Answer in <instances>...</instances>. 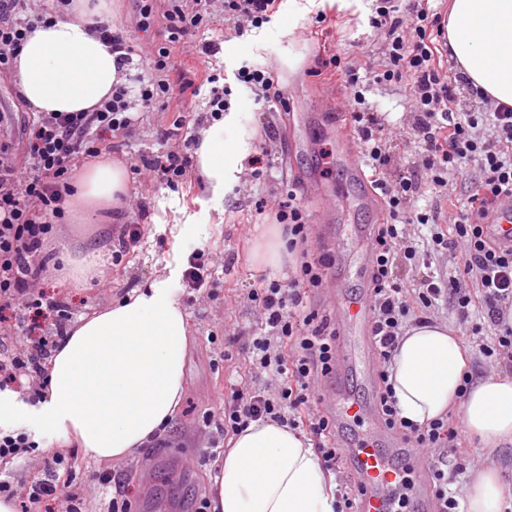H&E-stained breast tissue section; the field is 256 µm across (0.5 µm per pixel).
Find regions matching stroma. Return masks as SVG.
<instances>
[{
    "label": "stroma",
    "mask_w": 512,
    "mask_h": 512,
    "mask_svg": "<svg viewBox=\"0 0 512 512\" xmlns=\"http://www.w3.org/2000/svg\"><path fill=\"white\" fill-rule=\"evenodd\" d=\"M333 25L324 29L314 14L292 18L291 0H283L270 24L243 37H230L237 46L234 54L217 53L208 60L211 70L221 72L232 89V109L251 113L255 142L268 153L271 167L261 178L243 172L238 182L214 195L197 172L176 189L159 184L148 173L128 174L129 201L114 219L95 224H61L47 251L52 270L39 287L68 302L73 318H80L107 306L114 299L145 280L165 274L172 257L187 258L191 249L204 252L214 267L215 289L178 295L191 325L186 362V392L167 431L138 450L134 459L121 463L83 459L76 444L60 446L58 440L37 430L47 450H35L10 461L1 471L11 477L15 492H22L44 476L49 448L62 447L67 462L59 471L77 500L81 512H112L113 497L122 495L132 502L133 512H195L200 498L209 496L219 464L210 460L211 444L221 439L220 409L227 382L246 387H262L266 381L250 367L247 356L227 337L230 330L249 332L258 325V312L249 299L260 271L250 260L253 245L264 225L273 223V213H258L254 196L277 203L289 186H298L314 234L304 247L295 248L293 264L302 258L330 254L336 240V225L318 219L315 185L340 186L336 202L340 222L376 224L375 212L362 206V183L352 181L336 161V143L329 132L346 122L347 91L309 76L316 64L319 45L330 46L343 61L368 73L382 60L383 34L370 27L367 0H345L343 6L326 10ZM112 21L123 27L134 42L137 58L149 56L161 42V27L141 31L136 26V0H112ZM274 64L279 79L288 89L289 109L256 100L254 94L237 84L233 72L242 63ZM407 92L403 85H372L366 98L383 115V134L396 168H419L423 153L416 131L408 124ZM171 121L162 109L142 114L132 132L112 145L111 162L129 165L172 150L173 142L161 140L159 133ZM303 143V150L289 154V140ZM145 210H138V203ZM339 222V223H340ZM142 224L144 235L137 245L120 249L119 239L126 224ZM102 249L105 261L93 276L78 280L73 273L87 246ZM368 285L367 275L356 268L331 265L321 288L310 293L309 301L320 315L333 317L328 290L340 287L345 296L358 295ZM112 475V483L98 484L102 472Z\"/></svg>",
    "instance_id": "35a3bbf8"
}]
</instances>
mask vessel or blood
Listing matches in <instances>:
<instances>
[{
  "label": "vessel or blood",
  "mask_w": 512,
  "mask_h": 512,
  "mask_svg": "<svg viewBox=\"0 0 512 512\" xmlns=\"http://www.w3.org/2000/svg\"><path fill=\"white\" fill-rule=\"evenodd\" d=\"M336 151L352 176L364 178L365 173L357 159L359 148L349 128L337 131ZM488 231L501 245L512 247V206L505 204L499 208ZM339 233L353 240L355 250L350 253L344 247H337L334 252L337 262H345L352 256L361 262H370L372 250L368 226L343 224L339 227ZM334 312L340 341L336 359L337 375H344L350 370L358 372L363 385L372 387L374 367L368 333L370 306L367 295L337 298ZM328 399L337 425L342 426L373 415L371 401L350 395L340 385H332L328 391ZM343 456L346 461L355 465L366 487V494L358 504L359 512H389L390 496L395 489L402 486L404 477V469L397 465L396 460L400 457L416 459L419 452L413 448L398 446L396 440L378 426L372 435L344 448Z\"/></svg>",
  "instance_id": "obj_1"
}]
</instances>
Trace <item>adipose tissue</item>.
Listing matches in <instances>:
<instances>
[{
	"label": "adipose tissue",
	"instance_id": "ef3b65f1",
	"mask_svg": "<svg viewBox=\"0 0 512 512\" xmlns=\"http://www.w3.org/2000/svg\"><path fill=\"white\" fill-rule=\"evenodd\" d=\"M106 0H76L72 14L35 26L23 43L15 75L37 112H80L111 95L119 80L109 47L93 28ZM445 36L458 71L494 102L512 107V0H450ZM255 154L249 113L228 112L200 138L196 170L214 193L238 181ZM126 173L117 164L91 167L75 186L73 204L86 220L96 208H121ZM288 247L279 224L266 225L251 260L285 276ZM188 316L170 277L134 289L80 318L46 364L43 400L28 406L0 394V422L30 416L93 461L122 462L161 436L185 391ZM472 356L448 325L406 330L389 368L401 417L418 425L459 411L487 458L461 489L465 512H504L512 500L493 459L512 445V377L474 380L458 388ZM213 512H335V485L311 445L289 427L253 422L229 441L213 478Z\"/></svg>",
	"mask_w": 512,
	"mask_h": 512
}]
</instances>
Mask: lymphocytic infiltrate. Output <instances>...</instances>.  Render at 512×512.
Wrapping results in <instances>:
<instances>
[{
	"label": "lymphocytic infiltrate",
	"instance_id": "1",
	"mask_svg": "<svg viewBox=\"0 0 512 512\" xmlns=\"http://www.w3.org/2000/svg\"><path fill=\"white\" fill-rule=\"evenodd\" d=\"M429 0H376L369 18L372 28L385 31L383 59L369 79L340 56L318 59L312 76H329L350 92V116L358 130L362 160L376 175L387 218L375 231L371 271V335L378 356L376 407L387 429L400 432L412 447L427 456V477L435 512H461L448 486L461 474L471 451L461 446L458 427L441 417L419 426L400 417L389 366L396 344L408 323L428 320L439 302H447L460 320L480 312L471 327L482 337L481 356L494 364L512 366V250L502 248L487 232L486 223L503 200L512 199V108L492 111L458 109L469 84L451 76L439 49L445 20L431 12ZM213 0H165L164 42L146 61L142 77L114 84L109 97L83 112H36L21 126V148L0 140V335L13 337L0 345V390L20 386L37 395L45 381L43 361L67 338L71 313L67 302L35 292L49 270L46 245L55 224L64 218L73 193L72 173L89 157L110 153L114 139L126 136L138 121L135 107H161L173 114L162 140H197L198 119L192 109L201 88H208L206 119L220 120L231 108V89L220 85L219 74L199 68L202 56L216 54L217 41L184 49L196 29L222 17L225 29L244 36L270 23L282 0H224L215 13ZM71 0H0V74L10 75L21 46L35 23L63 13ZM236 80L264 102L287 109L288 97L271 65L245 64ZM405 84L410 119L422 136L421 171L393 173L381 125L366 100V83ZM192 156L170 151L143 161L145 170L171 188L185 184ZM478 165L481 179L466 206H457L448 192L450 178L464 176ZM435 188L430 209H413L422 184ZM453 222L451 237L437 226ZM432 228L433 248L446 249L450 269L434 276L431 250H422L406 237L408 226ZM421 271L418 287H408L401 267ZM322 283V270L301 262L289 282L260 278L249 299L260 314L259 328L236 341L258 372L275 381V388L230 385L224 398V432L238 434L253 421L285 424L309 435L325 469L337 474L344 467L337 446L336 423L319 407L318 384L336 366V333L307 305V293ZM65 460L55 457L44 467L18 512H77L73 498L58 487Z\"/></svg>",
	"mask_w": 512,
	"mask_h": 512
}]
</instances>
